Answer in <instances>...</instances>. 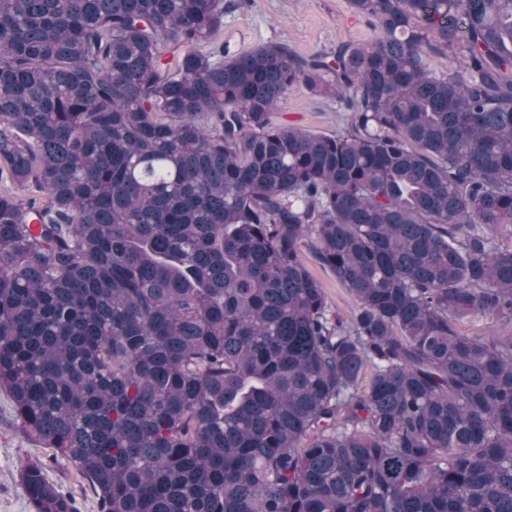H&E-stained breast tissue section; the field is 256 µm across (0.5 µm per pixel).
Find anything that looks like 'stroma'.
<instances>
[{
    "label": "stroma",
    "instance_id": "obj_1",
    "mask_svg": "<svg viewBox=\"0 0 512 512\" xmlns=\"http://www.w3.org/2000/svg\"><path fill=\"white\" fill-rule=\"evenodd\" d=\"M368 19L353 13L348 0H250L243 9H226L224 41L240 52L284 42L297 54L323 53L339 41L369 40ZM273 123L320 133L345 125V115L331 99L297 85L271 115ZM37 450L18 428L6 392L0 391V512H34L19 483L21 463Z\"/></svg>",
    "mask_w": 512,
    "mask_h": 512
}]
</instances>
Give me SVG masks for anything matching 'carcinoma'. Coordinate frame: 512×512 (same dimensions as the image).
Wrapping results in <instances>:
<instances>
[{
  "instance_id": "cac0c4a2",
  "label": "carcinoma",
  "mask_w": 512,
  "mask_h": 512,
  "mask_svg": "<svg viewBox=\"0 0 512 512\" xmlns=\"http://www.w3.org/2000/svg\"><path fill=\"white\" fill-rule=\"evenodd\" d=\"M348 2L374 37L301 56L0 0V389L98 512H512V335L462 330L512 324V0ZM295 85L343 130L273 124ZM303 259L308 265L314 277L321 283L324 288L327 300L332 310L348 317L350 312L356 307L354 298L341 287L334 276L324 270L314 259L307 248H304Z\"/></svg>"
}]
</instances>
